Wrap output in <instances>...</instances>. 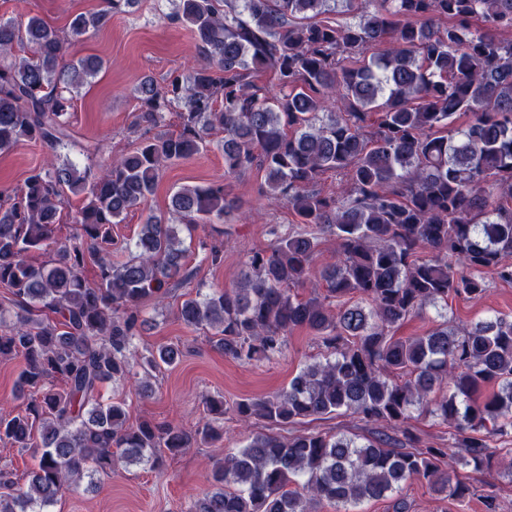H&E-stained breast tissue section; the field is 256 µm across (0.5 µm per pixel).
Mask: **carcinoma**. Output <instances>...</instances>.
Masks as SVG:
<instances>
[{
    "label": "carcinoma",
    "instance_id": "cac0c4a2",
    "mask_svg": "<svg viewBox=\"0 0 512 512\" xmlns=\"http://www.w3.org/2000/svg\"><path fill=\"white\" fill-rule=\"evenodd\" d=\"M174 0L169 19L188 26L203 63L189 75L135 88L139 143L99 164L97 144L77 145L69 126L74 96L104 67L74 60L69 48L137 0L75 15L64 32L42 17L0 20V152L24 142L51 151L47 166L0 187V359L24 361L16 389L23 411L0 415V442L31 448L37 465L15 491L0 469V512H48L62 491L112 471L116 458L155 467L159 449L222 439L210 423L194 431L167 423H128L106 383L151 379L183 351L161 345L138 354L146 301L161 307L191 281L188 248L198 226L235 207L231 181L264 174L270 206L286 204L301 227L252 252L239 282L197 291L179 319L211 333L238 361L283 354L288 333L308 328L325 352L285 389L232 406L208 397L207 415L262 420L268 431L224 455L212 469L215 491L189 512H312L326 501L355 512L411 481L461 499L472 489L452 475L461 463L495 467V436L512 434V318L494 316L425 336L393 334L427 307L476 298L485 278L512 284V0ZM336 13L352 15L340 25ZM380 47L377 55L365 51ZM269 71L275 86L255 82ZM178 109L179 130H159ZM470 115L456 127L453 116ZM223 137L224 179L184 186L169 217L150 214L136 255L112 263V225L154 194L167 165ZM85 159L78 167L70 152ZM341 177L326 193L324 175ZM73 233L55 235L72 200ZM336 262L320 271L324 291L301 298L322 236ZM49 253V260L35 255ZM97 267L90 283L83 271ZM341 302L335 309L333 304ZM485 384L497 391L482 399ZM454 433L446 448L415 435L412 410ZM392 434L307 431L288 426L340 411Z\"/></svg>",
    "mask_w": 512,
    "mask_h": 512
}]
</instances>
